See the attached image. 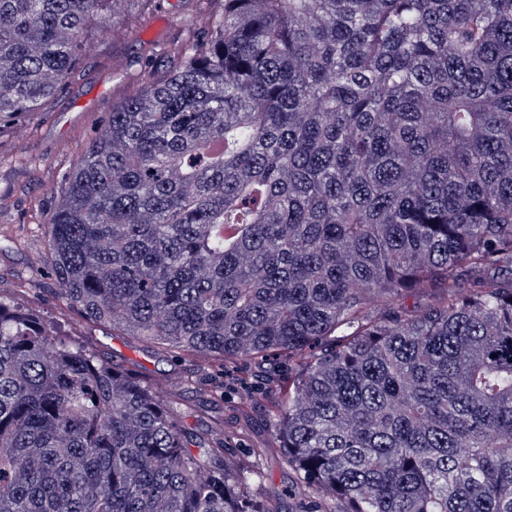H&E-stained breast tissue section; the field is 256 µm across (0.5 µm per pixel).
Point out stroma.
Wrapping results in <instances>:
<instances>
[{
  "mask_svg": "<svg viewBox=\"0 0 512 512\" xmlns=\"http://www.w3.org/2000/svg\"><path fill=\"white\" fill-rule=\"evenodd\" d=\"M202 6V0H146L132 5L130 17L117 18L114 34L88 37L86 53L41 112L21 126L0 130V201L5 204L0 210V295L35 312L57 335L82 340L90 349L111 356L143 383L177 384L175 416L189 437L192 453L202 452L212 430L224 426L232 461L264 475L263 480H251L252 491L267 496L287 490L281 512H345V502L317 493L272 439L271 409L293 379L294 363L281 361L278 383L270 387L249 362L235 361L231 372L222 375L207 360L184 359L86 322L54 294V280L36 262L35 246L47 230L61 176L80 145L132 94L129 75L147 64L160 78L176 68L165 50L183 37L184 20ZM128 24L135 27V35H126ZM218 379L224 382L223 401L203 405V384ZM244 384L251 386L255 397L246 416L236 407Z\"/></svg>",
  "mask_w": 512,
  "mask_h": 512,
  "instance_id": "stroma-1",
  "label": "stroma"
}]
</instances>
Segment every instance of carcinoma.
Wrapping results in <instances>:
<instances>
[{"instance_id": "carcinoma-1", "label": "carcinoma", "mask_w": 512, "mask_h": 512, "mask_svg": "<svg viewBox=\"0 0 512 512\" xmlns=\"http://www.w3.org/2000/svg\"><path fill=\"white\" fill-rule=\"evenodd\" d=\"M119 2L0 0V123ZM186 27L63 176L58 297L296 362L273 438L346 512H512V0H224ZM176 398L1 296L0 512H277L224 428L189 451Z\"/></svg>"}]
</instances>
